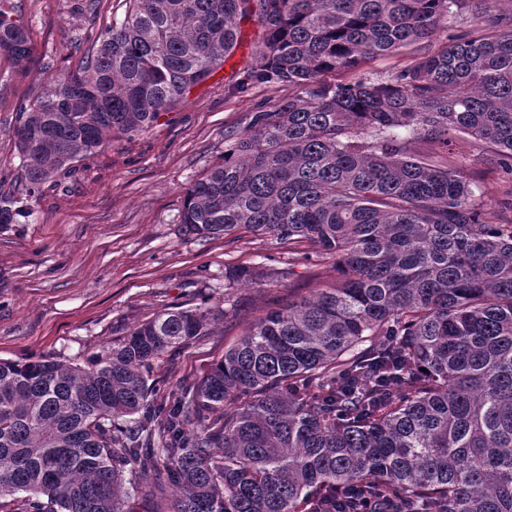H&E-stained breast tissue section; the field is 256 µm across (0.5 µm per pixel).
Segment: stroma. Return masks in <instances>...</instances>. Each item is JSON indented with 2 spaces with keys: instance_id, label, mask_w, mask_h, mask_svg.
<instances>
[{
  "instance_id": "1",
  "label": "stroma",
  "mask_w": 512,
  "mask_h": 512,
  "mask_svg": "<svg viewBox=\"0 0 512 512\" xmlns=\"http://www.w3.org/2000/svg\"><path fill=\"white\" fill-rule=\"evenodd\" d=\"M32 52L53 70L78 69L75 42L92 45L122 17L125 0H17ZM237 48L204 84L152 129L112 135L107 144L61 172L30 202L29 216L0 226V359L58 354L82 361L154 313L192 307L208 295L213 309L232 300L237 313L192 341L154 373L159 386L195 381L220 361L257 317L309 295L316 280L301 256L277 241L243 233L234 243L200 239L178 222L186 189L224 155V131L244 128L257 107L275 109L288 86L248 83L260 24L240 20ZM32 78L0 51V190L19 189L15 113L32 94ZM268 255L290 271L288 286L224 289V267Z\"/></svg>"
}]
</instances>
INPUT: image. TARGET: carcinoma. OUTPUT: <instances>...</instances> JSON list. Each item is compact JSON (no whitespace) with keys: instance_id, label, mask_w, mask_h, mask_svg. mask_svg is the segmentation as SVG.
<instances>
[{"instance_id":"1","label":"carcinoma","mask_w":512,"mask_h":512,"mask_svg":"<svg viewBox=\"0 0 512 512\" xmlns=\"http://www.w3.org/2000/svg\"><path fill=\"white\" fill-rule=\"evenodd\" d=\"M76 71L19 107L30 202L114 134L157 125L224 65L236 21L265 37L249 80L296 93L224 131L186 190L199 238L245 229L336 279L256 319L202 377L160 390L164 357L211 333L164 309L86 358L0 360L8 512H512V10L502 0H126ZM467 8L478 22L434 46ZM425 43L391 76L331 71ZM0 51L34 59L11 0ZM500 175L496 208L481 190ZM20 199L0 193V225ZM266 265L224 287L278 285Z\"/></svg>"}]
</instances>
